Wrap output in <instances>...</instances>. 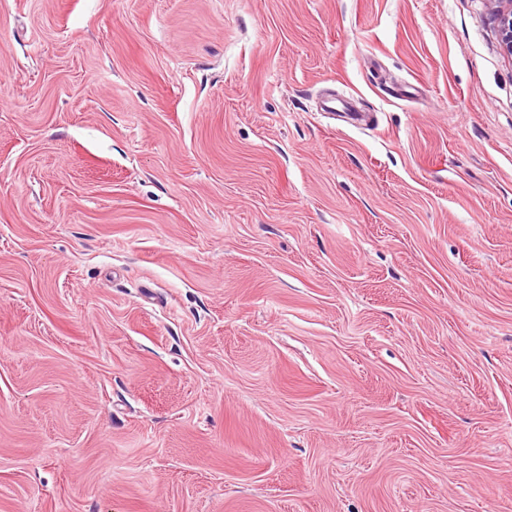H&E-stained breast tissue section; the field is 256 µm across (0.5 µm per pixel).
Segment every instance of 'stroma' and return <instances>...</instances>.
<instances>
[{
  "instance_id": "35a3bbf8",
  "label": "stroma",
  "mask_w": 512,
  "mask_h": 512,
  "mask_svg": "<svg viewBox=\"0 0 512 512\" xmlns=\"http://www.w3.org/2000/svg\"><path fill=\"white\" fill-rule=\"evenodd\" d=\"M0 75V512H512L490 0H0Z\"/></svg>"
}]
</instances>
